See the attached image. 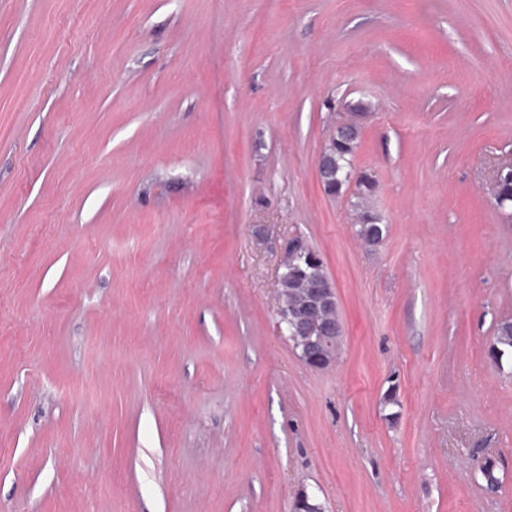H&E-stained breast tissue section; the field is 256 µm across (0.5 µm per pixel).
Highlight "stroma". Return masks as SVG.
I'll list each match as a JSON object with an SVG mask.
<instances>
[{
  "instance_id": "stroma-1",
  "label": "stroma",
  "mask_w": 512,
  "mask_h": 512,
  "mask_svg": "<svg viewBox=\"0 0 512 512\" xmlns=\"http://www.w3.org/2000/svg\"><path fill=\"white\" fill-rule=\"evenodd\" d=\"M359 102L372 247L316 168ZM511 161L512 0H0V512H512ZM292 238L285 241L284 258L280 265L277 282L280 299L282 301L283 290L281 288V267L288 262V274L284 278V296L288 300V307H281L280 324L285 325L288 332V323L292 328L291 336H301L302 346L297 351L298 358L306 366L321 370L330 367L336 362V354L340 346L341 337L336 342V332L340 325L336 321L337 302L335 286L326 277L323 260L311 261L300 253L288 252V245ZM323 278L316 288L308 289V298L305 305L296 312L289 313L298 307L304 300L303 288ZM337 315V316H336ZM509 354L512 355V326L507 323H498L489 356L498 364L504 356Z\"/></svg>"
}]
</instances>
